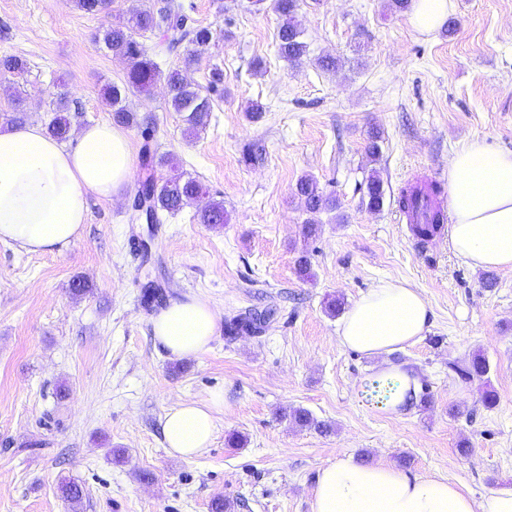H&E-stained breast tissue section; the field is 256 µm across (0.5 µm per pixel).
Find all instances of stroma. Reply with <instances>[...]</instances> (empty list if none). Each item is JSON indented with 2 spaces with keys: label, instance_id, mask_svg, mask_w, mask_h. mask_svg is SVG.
Listing matches in <instances>:
<instances>
[{
  "label": "stroma",
  "instance_id": "1",
  "mask_svg": "<svg viewBox=\"0 0 512 512\" xmlns=\"http://www.w3.org/2000/svg\"><path fill=\"white\" fill-rule=\"evenodd\" d=\"M183 3L191 23L212 29L209 46L170 51L156 32L140 41L161 70H184L201 91L222 70L210 121L185 136L159 83L129 96L138 121L127 132L133 156L148 144L169 157L157 181L193 177L206 198L165 216L152 236L123 194L90 197L81 237L62 251L0 242V512H71L64 481L81 487L80 512H212L219 497L233 512H311L318 470L347 456L445 476L478 501L512 485V269L470 267L446 241L416 249L396 203L407 184L447 181L468 141L512 151V0H452V29L431 34L392 0H302L295 21L308 54L298 64L278 53L269 2ZM136 6L112 0L110 13L91 15L74 0H0V57L26 64L21 76L0 73V128L17 109L48 124L57 93L73 104L67 146L83 126L112 120L103 90L124 82L127 65L98 35ZM325 55L337 69L318 67ZM373 170L385 190L377 212L362 203ZM305 175L339 203L319 214L312 238L296 193ZM209 198L223 201L226 223H197ZM146 235L147 264L137 248ZM80 280L90 293H72ZM395 280L432 310L423 338L389 358L427 386V401L397 413L366 391L384 359L340 347L339 320L326 312L331 299L348 307ZM148 283L162 301H209L220 327L207 351L177 358L155 342L162 302L143 303ZM267 309L262 331L227 335L229 320ZM476 356L488 374L460 381L451 364ZM219 391L211 445L190 460L170 455L165 412ZM294 408L328 431L292 423ZM232 434L245 446L229 447Z\"/></svg>",
  "mask_w": 512,
  "mask_h": 512
}]
</instances>
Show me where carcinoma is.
<instances>
[{"instance_id":"1","label":"carcinoma","mask_w":512,"mask_h":512,"mask_svg":"<svg viewBox=\"0 0 512 512\" xmlns=\"http://www.w3.org/2000/svg\"><path fill=\"white\" fill-rule=\"evenodd\" d=\"M300 6V0H275V9L281 18L278 32V52L281 57L291 63L300 61L307 55V43L302 40V31L295 23V14ZM138 31H158L163 37L167 49L173 50L183 44L193 47H205L213 39V32L206 26L188 23L183 5L179 0H166L164 4L151 2L136 8L125 22L109 25L102 31V41L106 48L125 60L129 66L126 79L122 85H111L105 91V98L114 112V119L122 124L134 122L135 117L126 105V99L137 93H147L159 80H164L167 89V104L175 112L184 114L187 123L186 133L195 135L204 129L209 122L211 102L208 95L187 82L181 71L171 69L164 73L147 51L136 41L134 34ZM68 110V102L60 98L56 104L55 116L47 126L48 133L59 139L68 137L70 123L63 112ZM164 158H156L150 148L143 149L141 154L142 180L135 198L147 203L157 217L156 223H161L164 213L173 214L179 211L186 201L197 198L203 193L202 185L191 177L176 175L162 184H157L153 170L155 164L163 162ZM296 192L304 199L306 211L311 215L330 212L338 207L336 199L325 195L319 190L317 182L310 176L301 178L296 185ZM441 187L434 183L417 184L404 190L398 200L399 208L404 211L415 235L428 238L444 222L443 210L429 206V203L441 196ZM419 200L428 203L425 219H415V203ZM364 201L371 210H379L384 204L383 183L379 176L369 175L365 186ZM224 202L212 200L197 214L200 224L224 223ZM267 316L255 315L249 318L233 319L227 324L230 335L241 331L258 332L266 324ZM449 369L463 382L482 378L488 373L486 360L477 356L470 364L459 366L452 364ZM370 396L382 400L390 398L396 391V386L386 379H374L366 384ZM290 418L299 426L326 431L329 426L316 421L311 413L304 408L291 411Z\"/></svg>"}]
</instances>
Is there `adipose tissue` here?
I'll list each match as a JSON object with an SVG mask.
<instances>
[{
    "label": "adipose tissue",
    "instance_id": "obj_1",
    "mask_svg": "<svg viewBox=\"0 0 512 512\" xmlns=\"http://www.w3.org/2000/svg\"><path fill=\"white\" fill-rule=\"evenodd\" d=\"M133 157L127 133L109 122L80 129L69 149L36 123L0 130V242L51 253L80 238L87 197L112 198L130 184ZM450 243L475 268H512V152L473 140L448 164ZM431 309L414 288L384 281L362 294L343 317L341 346L370 355L419 341ZM217 330L210 304L187 295L169 302L152 321L154 339L178 358L208 350ZM220 393L166 412L162 430L170 453L196 456L208 447ZM311 512H512V486L482 501L444 478H422L389 465L339 458L322 467Z\"/></svg>",
    "mask_w": 512,
    "mask_h": 512
}]
</instances>
